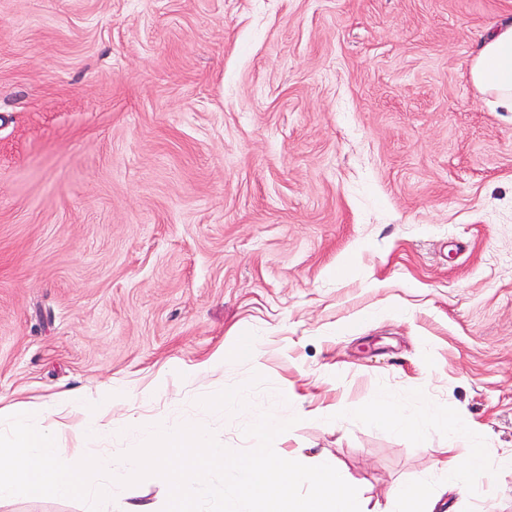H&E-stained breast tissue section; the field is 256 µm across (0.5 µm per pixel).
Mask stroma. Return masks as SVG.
<instances>
[{"instance_id": "35a3bbf8", "label": "stroma", "mask_w": 512, "mask_h": 512, "mask_svg": "<svg viewBox=\"0 0 512 512\" xmlns=\"http://www.w3.org/2000/svg\"><path fill=\"white\" fill-rule=\"evenodd\" d=\"M512 0H0V397L121 385L232 449L298 416L369 505L437 479L376 393L512 452V113L468 64ZM256 359L203 370L239 336ZM249 394L200 411V395ZM446 512H512L494 468Z\"/></svg>"}]
</instances>
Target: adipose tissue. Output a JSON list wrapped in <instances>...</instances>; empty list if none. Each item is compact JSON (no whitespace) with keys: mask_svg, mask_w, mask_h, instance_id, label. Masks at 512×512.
<instances>
[{"mask_svg":"<svg viewBox=\"0 0 512 512\" xmlns=\"http://www.w3.org/2000/svg\"><path fill=\"white\" fill-rule=\"evenodd\" d=\"M468 77L480 93L490 97L494 111L512 112V20L494 24L482 38ZM365 416L369 423L402 437L413 435L422 440L430 430L443 428L461 438L462 446L447 448L445 458L434 464L444 476L446 487L469 488L488 470L482 450L474 446L478 430L461 428L458 421L446 415L429 412L411 416L393 401L378 395L370 401ZM391 499L397 512H435L440 494L431 484L417 481L395 488Z\"/></svg>","mask_w":512,"mask_h":512,"instance_id":"adipose-tissue-1","label":"adipose tissue"}]
</instances>
